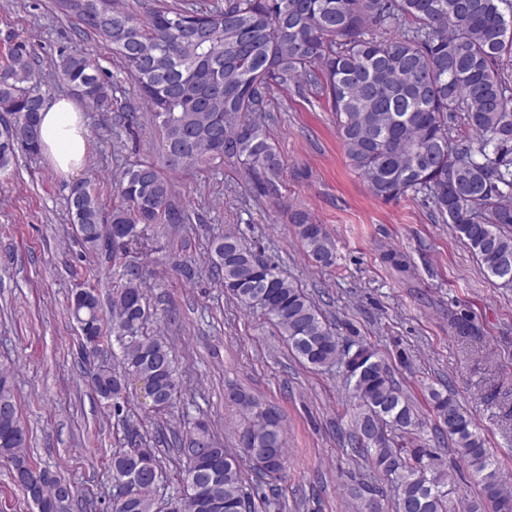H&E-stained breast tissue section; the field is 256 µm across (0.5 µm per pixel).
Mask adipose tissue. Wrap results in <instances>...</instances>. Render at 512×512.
Segmentation results:
<instances>
[{"label": "adipose tissue", "mask_w": 512, "mask_h": 512, "mask_svg": "<svg viewBox=\"0 0 512 512\" xmlns=\"http://www.w3.org/2000/svg\"><path fill=\"white\" fill-rule=\"evenodd\" d=\"M41 152L61 174L78 171L88 147V130L77 104L67 97L46 100L40 114Z\"/></svg>", "instance_id": "ef3b65f1"}]
</instances>
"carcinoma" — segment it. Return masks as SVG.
<instances>
[{"label": "carcinoma", "instance_id": "obj_1", "mask_svg": "<svg viewBox=\"0 0 512 512\" xmlns=\"http://www.w3.org/2000/svg\"><path fill=\"white\" fill-rule=\"evenodd\" d=\"M66 17L93 33L126 66L158 129V156L127 167L117 180L119 202L105 214L87 180L69 186L67 203L83 246L117 260L141 238V224H181L172 176L213 165L242 170L254 198L281 197L282 163L271 141V90L294 83L322 97L336 115L348 164L374 197L409 193L431 200L442 222L503 288H512V0H224L197 11L154 0L143 14L125 0H54ZM52 69L94 108H107L112 85L98 61L62 55ZM40 75L24 45L0 70V171L18 152L40 153L38 116L44 103ZM307 255L330 266L334 245L324 227L303 211L291 214ZM211 269L241 305L266 317L303 363L344 367L351 398L352 452L390 482L396 512H447L454 482L429 448L407 442L420 422L411 399L369 347L339 349L319 305L283 278L245 238L212 239ZM111 304L112 340L120 368L100 366L94 393L121 415L130 380L146 378L160 397L156 412L182 395L171 346L146 336L148 302L139 269L127 267ZM70 313L83 342L102 344L99 301L91 289L71 296ZM430 400L460 460L480 487L469 512H512V491L456 395L430 389ZM247 419L241 453L224 447L204 422L186 432L182 486L208 493L182 495L172 512H256L254 489L242 460L275 482L285 469L281 419L261 414L251 395L234 398ZM131 448L112 455L113 512H157L154 491L163 474L139 431ZM16 396L0 375V458L29 474L23 485L36 512H65L58 475L33 464Z\"/></svg>", "mask_w": 512, "mask_h": 512}]
</instances>
